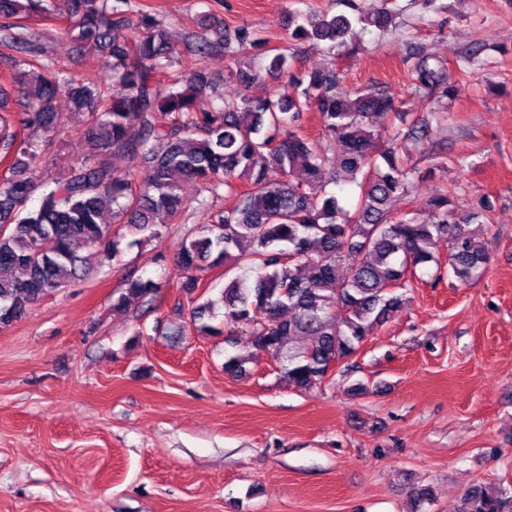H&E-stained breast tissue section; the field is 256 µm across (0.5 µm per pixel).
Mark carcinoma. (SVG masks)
I'll return each mask as SVG.
<instances>
[{"mask_svg":"<svg viewBox=\"0 0 512 512\" xmlns=\"http://www.w3.org/2000/svg\"><path fill=\"white\" fill-rule=\"evenodd\" d=\"M65 13L49 0H0V47L23 56L6 58L0 75V153L11 158L10 175L0 180V325L21 319L28 305L88 277L120 253L112 225L136 236L128 246L159 235L160 217L181 219L190 209L182 194L187 182L213 197L227 190L232 202L210 210L196 233L187 235L176 254L186 275L183 288H198L194 272L224 266V290L190 311L189 322L173 324V336L194 328L209 335L250 337L249 346L229 355L224 370L246 371L261 354L280 363L288 384L310 390L324 381L328 366L344 361L402 306L397 290L411 287L422 265L438 262L436 249L448 247L456 280H478L489 263L484 245L468 226L478 213L461 215L443 192L427 202L428 219L392 215V202L416 188L412 148L417 154L426 125L396 111L394 100L375 89L348 90L333 67L296 73V47L330 42L347 47L353 22L387 29L389 0L366 8L343 0L352 15H321L300 21L288 14V42L254 65L234 59L231 77L242 87L239 102L216 108L207 100L209 77L201 71L162 78L184 54L202 55L221 47L209 28L176 43L165 23L145 12L138 0H67ZM64 23L74 54L91 58L108 53L110 75L67 72L39 37L19 19ZM412 86L425 100L454 92L455 80L440 63L419 60ZM267 75L288 76L291 91L247 94ZM88 116L86 157L53 182L39 207L26 208L33 188L23 172L41 157L38 137L58 129L57 98ZM306 110L316 112L323 135L317 145L302 134ZM389 112L405 133L382 139L376 119ZM336 150V169L327 172L325 151ZM112 155L135 167L118 170ZM352 182L362 189L354 212L334 194L312 187L325 179ZM246 190L239 191L236 182ZM110 214L111 223L104 221ZM77 243L90 252L80 255ZM348 254L357 264L338 274ZM157 284L129 277L112 294V310L124 313L133 298L151 302ZM224 306V328L210 321ZM298 336L309 347H293ZM512 501L502 488L466 494L459 512H505Z\"/></svg>","mask_w":512,"mask_h":512,"instance_id":"carcinoma-1","label":"carcinoma"}]
</instances>
